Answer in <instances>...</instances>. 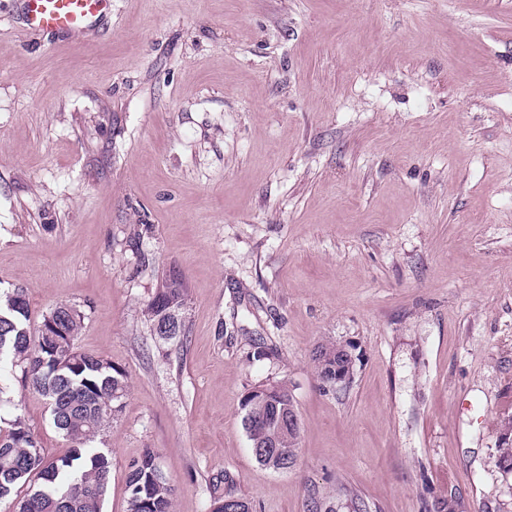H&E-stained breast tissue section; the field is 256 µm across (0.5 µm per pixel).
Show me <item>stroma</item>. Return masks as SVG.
Segmentation results:
<instances>
[{
  "instance_id": "stroma-1",
  "label": "stroma",
  "mask_w": 512,
  "mask_h": 512,
  "mask_svg": "<svg viewBox=\"0 0 512 512\" xmlns=\"http://www.w3.org/2000/svg\"><path fill=\"white\" fill-rule=\"evenodd\" d=\"M173 271L164 342L141 311ZM0 288L34 326L78 305L79 350L127 376L105 512L147 450L174 512H210L219 474L252 512H512V0H112L73 35L0 0ZM272 381L285 471L241 422ZM13 398L64 454L46 400ZM337 345L338 344H336V343L321 344V345H318L315 348V351L313 352V362L315 363V366L317 368L320 380H323L324 377L326 376V374L329 371H332L329 366L333 367V371H334V369L336 371V366L339 367V371L341 369L350 370L351 368L354 371L355 364L352 365V360L348 356V354L351 355L352 359L355 360L354 356L350 350V347L343 345L342 346L343 350L348 354L343 353L341 356L340 355L336 356V346ZM343 356H345L346 358H344ZM277 384H278V391L276 393H274V395L271 397L270 401L262 400L257 403H259L261 405V407L263 408V413H264L263 415H264L265 419L267 420L268 424L279 426L280 429L282 430L278 444H277V438L272 436L271 441H268L259 447H255L256 449L254 448V445L256 442L262 443L265 441V430H264L265 427L264 426L255 427V428L249 427L247 419H246V415H247L248 408L251 407L252 404H250V406H248L247 408H242L244 397L241 400V404H240L241 413H242V425L245 430L247 439L249 441L250 449H251L253 455H254V449H255V454L257 456H259L261 458H266L269 455L270 456L272 455L271 448H278V445H279L280 448H278V450H279L278 455L280 456V458L290 461L291 464L293 465L295 463L296 457H297V447H298V443H299L300 433H298V434L289 433V435L285 434L283 427L281 426V423L282 422L285 423V420L287 419V416H288V412L292 411L296 415H297V412H296V408L294 405L293 397H292L290 391L288 390V385L283 382H277ZM264 417L257 416L256 418H257V420H264ZM289 429L292 431H295V432H298V431L300 432V422H299L298 417L288 416V430ZM254 457L259 464L264 466V463L260 459H258L255 455H254ZM511 423V417L500 419L497 423L499 444L498 448H496L495 465L505 474H512V436L506 438L501 434V431Z\"/></svg>"
}]
</instances>
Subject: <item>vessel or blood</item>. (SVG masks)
Instances as JSON below:
<instances>
[{"mask_svg": "<svg viewBox=\"0 0 512 512\" xmlns=\"http://www.w3.org/2000/svg\"><path fill=\"white\" fill-rule=\"evenodd\" d=\"M27 29L71 34L95 29L112 12V0H20Z\"/></svg>", "mask_w": 512, "mask_h": 512, "instance_id": "1", "label": "vessel or blood"}]
</instances>
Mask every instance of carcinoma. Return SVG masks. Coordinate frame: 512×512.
Returning <instances> with one entry per match:
<instances>
[{
  "mask_svg": "<svg viewBox=\"0 0 512 512\" xmlns=\"http://www.w3.org/2000/svg\"><path fill=\"white\" fill-rule=\"evenodd\" d=\"M187 288L181 276L170 273L143 310L156 336L168 332L161 313L181 317L172 325L183 333ZM84 313L74 304L59 303L43 314L37 328L29 327V309L21 288L0 290V407L11 404V381L45 398L53 425L70 443L67 452L48 460L21 416H0V502L9 500L12 512H103L111 478L109 450L98 446L105 428L123 410L128 392L126 375L112 362L77 350ZM313 362L323 378L334 367L353 368L349 357L336 354V344L315 348ZM268 424L279 426L296 411L288 385L278 383L271 400L260 401ZM299 435L280 434L279 456L295 462ZM495 465L512 474V437H499ZM38 484L19 495L17 486L32 478ZM127 512H173L174 487L156 455L147 450L129 466ZM250 512L243 498L227 491L214 498L212 512L224 506Z\"/></svg>",
  "mask_w": 512,
  "mask_h": 512,
  "instance_id": "cac0c4a2",
  "label": "carcinoma"
}]
</instances>
